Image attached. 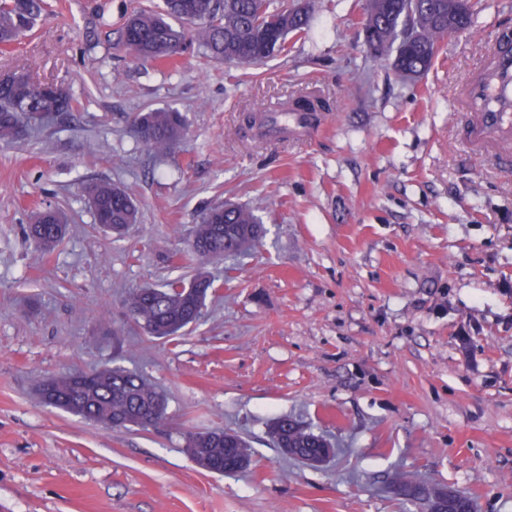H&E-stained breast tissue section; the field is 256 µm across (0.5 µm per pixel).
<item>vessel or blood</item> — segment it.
<instances>
[{
    "label": "vessel or blood",
    "instance_id": "b4317fda",
    "mask_svg": "<svg viewBox=\"0 0 512 512\" xmlns=\"http://www.w3.org/2000/svg\"><path fill=\"white\" fill-rule=\"evenodd\" d=\"M459 103L471 116L467 140L479 152L512 154V43L489 45L459 91ZM324 123L319 112L291 105L270 109L260 130L270 140H306Z\"/></svg>",
    "mask_w": 512,
    "mask_h": 512
}]
</instances>
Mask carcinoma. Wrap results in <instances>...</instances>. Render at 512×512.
I'll return each mask as SVG.
<instances>
[{"mask_svg":"<svg viewBox=\"0 0 512 512\" xmlns=\"http://www.w3.org/2000/svg\"><path fill=\"white\" fill-rule=\"evenodd\" d=\"M161 11L141 6L126 13L118 44L137 62L173 65L190 43L203 57L226 64L251 65L288 50V36L302 35L309 26L310 2L289 5L285 0H164ZM45 14L44 0H0V53L10 50ZM370 52L391 61L400 76L424 74L448 35V0H369L363 23ZM75 111L74 99L64 87L38 83L25 67L10 71L0 81V139L11 141L24 133V120L42 122ZM130 130L154 154L168 153L186 132L184 117L172 108L134 115ZM99 224L120 232L136 223L137 205L128 191L109 181L85 187ZM59 212L46 209L27 227V236L49 253L63 240L66 224ZM263 226L255 210L238 204L217 203L201 213L190 236L189 250L204 262L236 255L255 245ZM215 292L214 280L199 267L189 281H168L132 290L125 301L129 319L157 339L178 335L197 323L206 301ZM44 404L107 428L157 425L165 414L160 391L141 375L121 368H102L78 381L67 374L46 379L40 388ZM282 451L310 463L325 461L329 443L287 417L271 424ZM186 452L200 467L217 474L245 469L247 446L224 429L190 433ZM393 484L406 503L424 502L426 512H472L466 494L427 488L414 474L400 472Z\"/></svg>","mask_w":512,"mask_h":512,"instance_id":"cac0c4a2","label":"carcinoma"}]
</instances>
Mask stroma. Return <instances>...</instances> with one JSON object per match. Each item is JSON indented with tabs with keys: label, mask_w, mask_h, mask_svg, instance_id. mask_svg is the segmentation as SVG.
Instances as JSON below:
<instances>
[{
	"label": "stroma",
	"mask_w": 512,
	"mask_h": 512,
	"mask_svg": "<svg viewBox=\"0 0 512 512\" xmlns=\"http://www.w3.org/2000/svg\"><path fill=\"white\" fill-rule=\"evenodd\" d=\"M128 2L48 0L0 53V73L28 67L77 101L0 140V512H420L389 491L399 471L512 512V160L472 157L452 103L512 30V0H480L413 82L367 50L366 0H313L307 36L260 64L194 46L174 70L115 48ZM312 87L334 109L311 140L244 130ZM167 106L187 134L155 158L129 119ZM101 180L128 188L137 224L99 226L84 187ZM224 201L254 208L262 239L208 263L217 292L196 324L150 338L125 298L189 275L197 216ZM43 207L69 222L47 255L24 233ZM115 366L164 392L161 424L113 431L37 396L47 377ZM283 415L334 457L284 456L268 433ZM217 428L247 442V469L187 455L188 433Z\"/></svg>",
	"instance_id": "stroma-1"
}]
</instances>
